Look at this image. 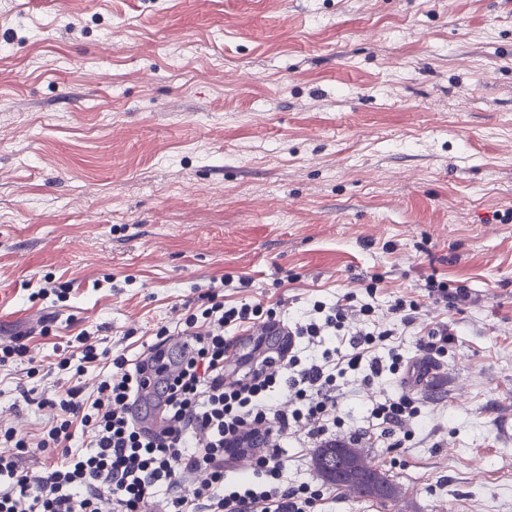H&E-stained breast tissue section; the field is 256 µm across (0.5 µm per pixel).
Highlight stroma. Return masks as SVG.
<instances>
[{
  "instance_id": "stroma-1",
  "label": "stroma",
  "mask_w": 512,
  "mask_h": 512,
  "mask_svg": "<svg viewBox=\"0 0 512 512\" xmlns=\"http://www.w3.org/2000/svg\"><path fill=\"white\" fill-rule=\"evenodd\" d=\"M432 274L470 301L428 299ZM373 275L380 324L410 297L454 341L402 338L432 368L405 447L370 415L400 383L342 382L401 495L325 512H512V0H0V343L28 350L0 428L26 471L57 457L50 400L105 376L58 369L80 331L136 359L221 278L291 321ZM416 338V345L420 350L427 353L445 354L448 351V344L452 342V333H448V327L429 330L419 334Z\"/></svg>"
}]
</instances>
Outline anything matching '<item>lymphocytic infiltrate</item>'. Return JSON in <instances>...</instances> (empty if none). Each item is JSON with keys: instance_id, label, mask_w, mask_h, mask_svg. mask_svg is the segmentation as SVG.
<instances>
[{"instance_id": "lymphocytic-infiltrate-1", "label": "lymphocytic infiltrate", "mask_w": 512, "mask_h": 512, "mask_svg": "<svg viewBox=\"0 0 512 512\" xmlns=\"http://www.w3.org/2000/svg\"><path fill=\"white\" fill-rule=\"evenodd\" d=\"M250 285V279L227 277L185 306L176 333L192 345L158 379L168 415L159 431L142 428L129 411L150 361L109 355L90 343L87 332L78 333L80 364H103L107 376L95 398L74 386L54 400L59 414L39 446L59 449L63 460L47 464L39 477L19 467L27 441L13 429H0V442L12 447L11 454H0V512H323L325 487L284 482L281 443L299 432L324 448L336 444L344 426L337 412L338 379L359 374L368 383L408 373L399 332L413 325L419 305L398 298L391 312L399 328L377 326L370 284L367 301L351 295L332 305L317 300L307 315L287 324L272 307L244 299L225 305L221 288L243 291ZM228 328L276 334L282 341L271 353L254 346L251 376L228 383ZM328 336L337 337V344L324 346ZM315 343L323 347L321 356L302 358L300 345ZM422 413L421 400L406 392L371 410L386 436L405 430ZM77 423L90 435L84 452L70 446ZM245 450L252 455V473L233 477L231 461ZM195 473L202 481L183 493L184 475Z\"/></svg>"}]
</instances>
